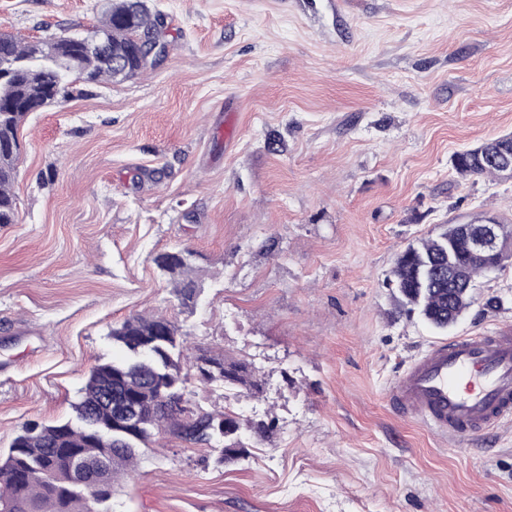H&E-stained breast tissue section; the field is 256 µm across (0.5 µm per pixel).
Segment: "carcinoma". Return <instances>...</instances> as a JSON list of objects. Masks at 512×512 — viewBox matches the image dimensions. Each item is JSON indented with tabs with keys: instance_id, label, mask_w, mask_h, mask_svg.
<instances>
[{
	"instance_id": "cac0c4a2",
	"label": "carcinoma",
	"mask_w": 512,
	"mask_h": 512,
	"mask_svg": "<svg viewBox=\"0 0 512 512\" xmlns=\"http://www.w3.org/2000/svg\"><path fill=\"white\" fill-rule=\"evenodd\" d=\"M162 26V15L151 12L143 0H116L87 37H70L62 45L54 37L23 42L0 34V224H13L17 219L12 186L21 151L18 130L28 114L71 97L67 71L72 63L87 85L142 74L146 68L139 66L135 55L139 40L151 36L159 41ZM451 165L462 178L500 176L498 164L480 161L475 152L454 153ZM486 223L498 225L504 246H512V226L495 216L475 218L469 228L476 232ZM465 238L464 226L453 224L397 254L388 286L399 313L416 315L437 332L448 330V321L460 320L474 303L470 288L475 277L504 260L501 255L470 256ZM191 257L189 250L178 256L164 252L154 257L158 268H167L186 302L197 292V285L188 278ZM112 339L124 356L91 367L73 405L75 417L85 419L93 411L100 419L108 418V407L100 404L102 396L121 386L137 396L144 428L138 433L114 428L91 441L84 427L70 419L26 423L8 450L0 453V508L4 512H110L70 485L67 463L55 454L57 448H75L101 464L112 486L134 471L140 450L151 447L166 432L193 445L224 443L219 464L248 455V443L238 439L242 424L237 413L229 408L208 412L191 405L188 383L192 376L184 363L186 334L177 322L163 314H136L112 328ZM192 367L201 383L221 384L227 390L258 392L261 388L260 379L242 361L202 354L195 357ZM247 430L249 438L258 442L274 435V425L263 421Z\"/></svg>"
}]
</instances>
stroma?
Segmentation results:
<instances>
[{
	"label": "stroma",
	"mask_w": 512,
	"mask_h": 512,
	"mask_svg": "<svg viewBox=\"0 0 512 512\" xmlns=\"http://www.w3.org/2000/svg\"><path fill=\"white\" fill-rule=\"evenodd\" d=\"M110 0H0V34H84ZM167 53L143 75L29 114L0 225V452L73 417L114 325L161 312L190 357L258 393L189 386L275 426L246 459L160 436L112 512H512V422L455 444L393 411L403 365L442 337L512 325V264L479 276L447 334L397 313L408 243L488 213L512 179L456 151L512 132V0H147ZM196 255L186 304L154 255ZM497 297V308L485 306ZM478 151H458L451 157V165L453 170L460 177H482L492 176L499 177L500 167L493 162H482L477 157ZM192 367L195 377L200 383L222 384L224 390L245 388L259 392L261 381L252 368L245 362L230 360L223 355H199L195 357Z\"/></svg>",
	"instance_id": "1"
}]
</instances>
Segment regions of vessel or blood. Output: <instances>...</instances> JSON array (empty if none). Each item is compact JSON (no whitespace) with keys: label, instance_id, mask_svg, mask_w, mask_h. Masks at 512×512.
<instances>
[{"label":"vessel or blood","instance_id":"1","mask_svg":"<svg viewBox=\"0 0 512 512\" xmlns=\"http://www.w3.org/2000/svg\"><path fill=\"white\" fill-rule=\"evenodd\" d=\"M405 417L460 442L512 418V327L433 344L387 393Z\"/></svg>","mask_w":512,"mask_h":512}]
</instances>
